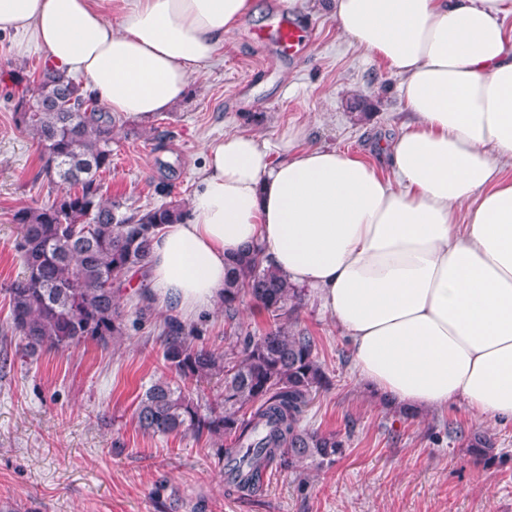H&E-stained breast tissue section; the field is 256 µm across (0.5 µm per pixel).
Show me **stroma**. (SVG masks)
<instances>
[{
    "label": "stroma",
    "instance_id": "obj_1",
    "mask_svg": "<svg viewBox=\"0 0 512 512\" xmlns=\"http://www.w3.org/2000/svg\"><path fill=\"white\" fill-rule=\"evenodd\" d=\"M287 4L254 0L224 48L192 74L185 98L152 117L162 139L115 129L103 184L124 211L190 201L206 145L231 134L276 147L300 130L305 144L381 163L379 143L407 119L401 77L350 45L331 13L308 0L294 5L310 30L306 44L298 55L280 54L269 33ZM11 89L0 82V327L9 318L7 289L22 272L13 213L49 196L35 177L37 146L15 127ZM119 299L131 327L109 348L89 340L24 357L9 345L0 367V512H512V422L478 423L457 405L419 418L397 412L358 381L347 338L311 289L297 326L316 338L329 383L303 423L340 433L344 452L301 478L272 467L257 495L227 494L212 442L137 429L140 395L170 375L155 326L171 311L147 302L131 277ZM190 324L216 352L236 344L223 307ZM477 430L495 442L490 460L466 446L464 434Z\"/></svg>",
    "mask_w": 512,
    "mask_h": 512
}]
</instances>
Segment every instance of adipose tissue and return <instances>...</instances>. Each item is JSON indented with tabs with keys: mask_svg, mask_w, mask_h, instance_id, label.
<instances>
[{
	"mask_svg": "<svg viewBox=\"0 0 512 512\" xmlns=\"http://www.w3.org/2000/svg\"><path fill=\"white\" fill-rule=\"evenodd\" d=\"M253 0H0L19 51L84 78L110 112L173 108ZM119 9L120 20L107 15ZM339 34L403 79L390 175L251 135L206 146L190 216L153 241L151 295L194 314L224 300L227 258L258 247L315 289L358 379L420 416L460 403L512 421V0H330Z\"/></svg>",
	"mask_w": 512,
	"mask_h": 512,
	"instance_id": "obj_1",
	"label": "adipose tissue"
}]
</instances>
